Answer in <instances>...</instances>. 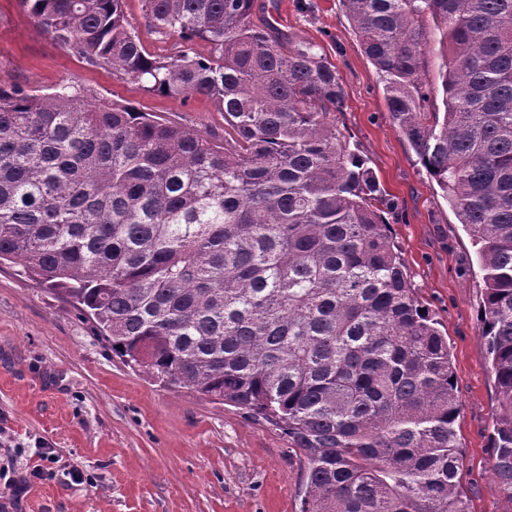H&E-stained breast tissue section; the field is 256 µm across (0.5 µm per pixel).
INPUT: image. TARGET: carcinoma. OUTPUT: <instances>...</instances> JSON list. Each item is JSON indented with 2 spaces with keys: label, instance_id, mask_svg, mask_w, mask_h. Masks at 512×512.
Masks as SVG:
<instances>
[{
  "label": "carcinoma",
  "instance_id": "carcinoma-1",
  "mask_svg": "<svg viewBox=\"0 0 512 512\" xmlns=\"http://www.w3.org/2000/svg\"><path fill=\"white\" fill-rule=\"evenodd\" d=\"M22 2L90 64L214 99L224 141L76 83L0 84V262L81 307L163 387L280 427L305 462L302 512H470L448 340L382 219L391 199L331 122L336 66L254 22L255 0H143L181 40L165 58L145 53L124 0ZM338 2L477 247L492 470L512 502V0ZM443 58L440 52V45L437 41H432L428 56V79L433 89V95L437 100L440 109L442 106V87L441 80L439 79V71L442 66Z\"/></svg>",
  "mask_w": 512,
  "mask_h": 512
}]
</instances>
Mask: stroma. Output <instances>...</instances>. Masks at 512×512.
<instances>
[{"label": "stroma", "instance_id": "1", "mask_svg": "<svg viewBox=\"0 0 512 512\" xmlns=\"http://www.w3.org/2000/svg\"><path fill=\"white\" fill-rule=\"evenodd\" d=\"M279 32L316 44L337 67L336 127L394 200L384 211L421 301L448 335L460 413L459 490L470 512H512L490 469L496 390L478 312L471 239L399 133L383 85L338 0H257ZM126 18L152 56L175 54L142 0ZM75 81L108 100L223 140L213 99L147 91L57 44L21 0H0V83L42 93ZM28 478L22 498L17 480ZM305 466L287 435L235 407L160 388L113 355L58 291L0 267V505L6 512H301Z\"/></svg>", "mask_w": 512, "mask_h": 512}]
</instances>
